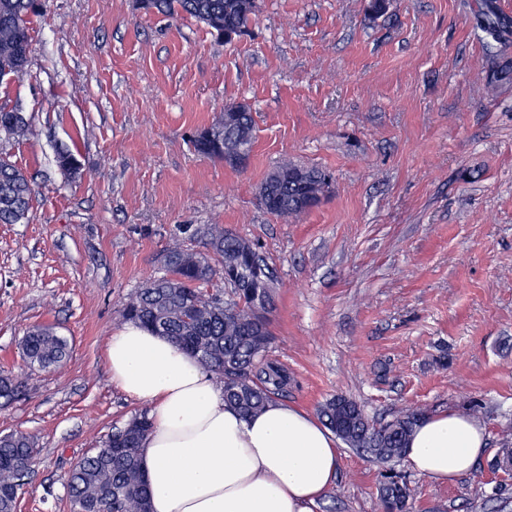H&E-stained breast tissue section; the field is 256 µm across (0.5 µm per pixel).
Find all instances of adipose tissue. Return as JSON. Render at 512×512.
Returning <instances> with one entry per match:
<instances>
[{
  "instance_id": "adipose-tissue-1",
  "label": "adipose tissue",
  "mask_w": 512,
  "mask_h": 512,
  "mask_svg": "<svg viewBox=\"0 0 512 512\" xmlns=\"http://www.w3.org/2000/svg\"><path fill=\"white\" fill-rule=\"evenodd\" d=\"M109 355L113 383L151 406L140 461L152 512H310L336 479V444L311 414L274 402L242 417L194 357L133 323L111 336ZM486 453L484 429L445 411L416 426L406 459L448 483Z\"/></svg>"
}]
</instances>
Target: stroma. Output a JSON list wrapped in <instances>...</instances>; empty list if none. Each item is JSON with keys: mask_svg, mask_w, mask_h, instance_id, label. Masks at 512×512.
<instances>
[{"mask_svg": "<svg viewBox=\"0 0 512 512\" xmlns=\"http://www.w3.org/2000/svg\"><path fill=\"white\" fill-rule=\"evenodd\" d=\"M388 2L373 19L367 0H257L250 35L227 44L138 0H41L27 70L0 84L33 130L0 140L35 190L27 223L0 224V367L28 379L0 433L38 448L20 512H71L69 470L142 409L111 379L109 340L196 224L259 241L275 268L286 403L313 414L343 394L378 423L478 408L489 453L468 475L397 464L409 512H512V472L490 467L512 430V78L488 81L479 0ZM232 101L256 121L241 169L190 141ZM285 157L333 175L288 220L260 199ZM39 323L71 343L60 369L19 355ZM380 472L340 446L312 512H382Z\"/></svg>", "mask_w": 512, "mask_h": 512, "instance_id": "obj_1", "label": "stroma"}]
</instances>
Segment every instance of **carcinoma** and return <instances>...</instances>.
<instances>
[{"instance_id": "cac0c4a2", "label": "carcinoma", "mask_w": 512, "mask_h": 512, "mask_svg": "<svg viewBox=\"0 0 512 512\" xmlns=\"http://www.w3.org/2000/svg\"><path fill=\"white\" fill-rule=\"evenodd\" d=\"M142 7L192 17L227 44L250 33L257 0H142ZM37 9V0H0V82L24 73L32 52L28 18ZM475 22L497 43L512 27V19L499 11L495 0H481ZM29 132L24 113L0 106V137L20 140ZM254 134L249 105L230 102L224 105V120L195 133L193 143L199 153L222 159L240 147L252 151ZM56 161L65 175L78 174L71 151H59ZM332 183L328 171L285 159L261 187L266 193L263 205L284 218L308 213L329 197ZM32 196L27 176L9 157L0 155V224L27 222ZM190 237L202 249L175 244L163 251L164 275L138 289L121 316L192 355L224 391V403L252 416L277 401L289 384L288 373L268 359L275 271L259 243L222 224H199ZM19 348L29 367L42 370L63 366L71 353L68 339L49 324L30 327ZM26 390L22 376L0 368L1 405L20 399ZM319 415L344 444L385 465L405 455L413 429L427 410L402 412L377 424L357 401L336 395L320 406ZM152 427L151 410L143 408L115 429L103 447L83 455L66 481L72 512H151L139 452ZM36 454L30 436L0 434V512H17ZM410 496L397 471L381 473L383 512H408Z\"/></svg>"}]
</instances>
